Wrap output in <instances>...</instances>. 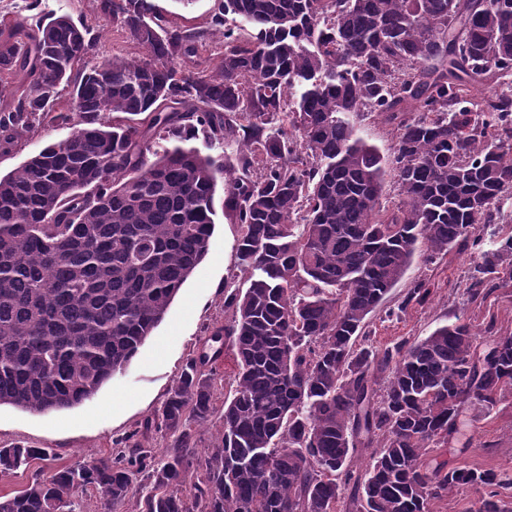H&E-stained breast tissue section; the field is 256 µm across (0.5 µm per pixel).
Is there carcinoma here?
Returning a JSON list of instances; mask_svg holds the SVG:
<instances>
[{
	"mask_svg": "<svg viewBox=\"0 0 512 512\" xmlns=\"http://www.w3.org/2000/svg\"><path fill=\"white\" fill-rule=\"evenodd\" d=\"M102 9L141 54L89 68V29L70 17L0 21V151L73 129L0 177V406L74 408L127 369L208 254L220 183L248 287H225L205 342L232 347L235 386L198 448L221 351L188 358L117 455L35 473L0 512H76L89 488L107 512L133 498L137 512H430L463 488L474 512H512L508 474L430 459L465 408L512 396V333L491 321L486 346L457 316L378 347L370 329L439 287L390 297L417 258L469 251L448 287L472 302L512 284V234L476 233L512 200V0H220L215 58L152 0ZM368 112L392 154L361 137ZM153 430L174 437L160 460L138 440ZM44 456L0 448V476Z\"/></svg>",
	"mask_w": 512,
	"mask_h": 512,
	"instance_id": "1",
	"label": "carcinoma"
}]
</instances>
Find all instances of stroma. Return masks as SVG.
I'll list each match as a JSON object with an SVG mask.
<instances>
[{
  "mask_svg": "<svg viewBox=\"0 0 512 512\" xmlns=\"http://www.w3.org/2000/svg\"><path fill=\"white\" fill-rule=\"evenodd\" d=\"M153 3L167 26L207 31L208 53L220 52V35L209 28L217 0H191L187 5L182 0ZM35 13L68 15L86 22L94 40L90 62L137 53L111 15L102 11L101 0H0V20L26 22ZM67 136V130L49 125L28 134L10 153H0V175L10 173L46 145ZM215 202L218 209L207 257L183 285L126 372L115 376L94 399L73 409L40 415L7 405L0 407V448L18 444L48 451L45 459L31 461L29 467L0 479V491L24 489L37 470L48 475L62 467L112 456L116 440L139 428L161 408L187 358L201 350L206 328L223 323L225 285L244 283L234 250L236 226L222 207L223 194H216ZM468 266L469 254L465 251L451 253L437 265L414 260L397 284V291L422 278L438 281L439 287L402 321L375 322L377 345L402 336H428L457 316L479 332L491 320L499 331L512 332L511 286L498 289L480 305L468 301L462 290L446 287V280L460 279ZM462 438L468 443L466 452L438 448L434 458L512 474V399H504L492 418L476 422L471 415H464Z\"/></svg>",
  "mask_w": 512,
  "mask_h": 512,
  "instance_id": "35a3bbf8",
  "label": "stroma"
}]
</instances>
